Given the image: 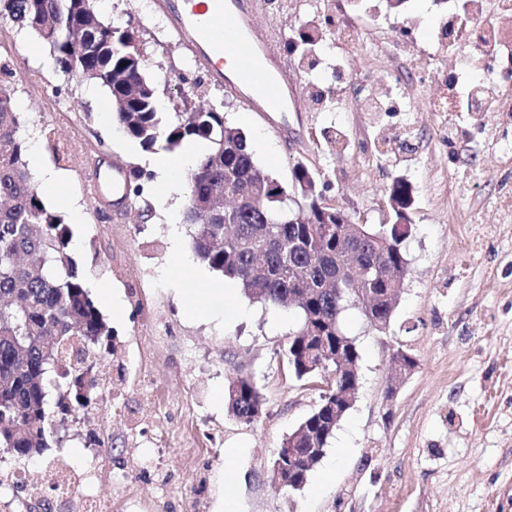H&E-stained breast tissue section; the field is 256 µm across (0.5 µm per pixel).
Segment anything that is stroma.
I'll return each mask as SVG.
<instances>
[{"mask_svg": "<svg viewBox=\"0 0 512 512\" xmlns=\"http://www.w3.org/2000/svg\"><path fill=\"white\" fill-rule=\"evenodd\" d=\"M96 5L105 20L138 30L164 111L185 82L207 78L206 63L180 45L157 0ZM409 15L420 30L413 52L432 71L427 86L387 55L342 58L341 83L331 71L302 70L284 44L305 22L289 2L274 17L255 6L253 19L285 35L275 50L299 93L294 109L255 112L249 89L209 84L229 122L274 146V155L254 156L282 185L304 163L329 182V202L374 226L395 219L387 206L394 180L414 190L404 243L409 271L389 329L378 332L359 311L347 313L345 328L361 353L360 388L299 491L270 477L283 438L314 410L321 386L289 370L295 314L240 290L216 298L219 272L190 279L205 269L193 256L192 228L179 227L186 260L178 262L148 151L119 125L100 131L108 95L88 97V84L57 70L42 41L0 18V60L18 73L15 100L29 117L21 134L38 146L43 166L66 175L46 203L71 226V251L89 291L104 287L119 299L98 305L112 331L98 359L108 396H92L30 469L62 461L91 470L93 490L112 512H223L226 499L234 512H512V150L501 147L512 129L495 112H452L440 136L430 97L447 83L450 63L430 60L429 42L442 12L433 0H410ZM313 77L332 111L304 96ZM363 82L398 89L408 111H365L356 94ZM46 126L73 146L68 162L55 164L42 148ZM385 140L391 153L380 150ZM115 163L140 170L144 187L119 210L90 192L95 170ZM191 304L202 315L189 314ZM396 347L417 366L391 394ZM246 373L266 399L249 425L226 406L230 383Z\"/></svg>", "mask_w": 512, "mask_h": 512, "instance_id": "1", "label": "stroma"}]
</instances>
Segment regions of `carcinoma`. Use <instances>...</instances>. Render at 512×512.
<instances>
[{"instance_id": "obj_1", "label": "carcinoma", "mask_w": 512, "mask_h": 512, "mask_svg": "<svg viewBox=\"0 0 512 512\" xmlns=\"http://www.w3.org/2000/svg\"><path fill=\"white\" fill-rule=\"evenodd\" d=\"M0 17L49 45L58 70L106 89L116 122L143 150L209 143L187 178L183 223L194 228L195 256L236 280L248 297L296 311L299 325L286 357L297 379L318 375V365L337 349L351 365L283 439L278 459L308 481L353 405L341 395L356 397L360 385L358 345L342 324L354 305L348 290L336 286L340 262L354 254L369 271L367 287L384 295L407 272L405 237L392 225L375 228L348 214L336 222V214L319 207L318 192L309 189L313 174L301 162L291 188L283 187L258 166L244 130L211 102L204 79L167 116L134 32L106 21L97 7L83 0H0ZM326 32L320 24L302 26L293 41L312 50ZM11 78L0 67V463L30 460L49 447L55 423H65L67 412L94 393L84 365L111 336L70 252V226L31 179ZM261 183L271 190L256 200ZM389 197L396 217L406 218L411 185L395 180ZM237 385V398L226 397L227 411L246 424L265 398L249 375Z\"/></svg>"}]
</instances>
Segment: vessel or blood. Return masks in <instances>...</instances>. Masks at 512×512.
Masks as SVG:
<instances>
[{
	"instance_id": "b4317fda",
	"label": "vessel or blood",
	"mask_w": 512,
	"mask_h": 512,
	"mask_svg": "<svg viewBox=\"0 0 512 512\" xmlns=\"http://www.w3.org/2000/svg\"><path fill=\"white\" fill-rule=\"evenodd\" d=\"M252 10V0H177L170 13L181 43L193 46L207 61L214 79L233 89L249 85L255 111L282 112L294 87L271 37L250 26ZM125 182V170L113 168L106 179L93 181L92 195L126 204Z\"/></svg>"
}]
</instances>
